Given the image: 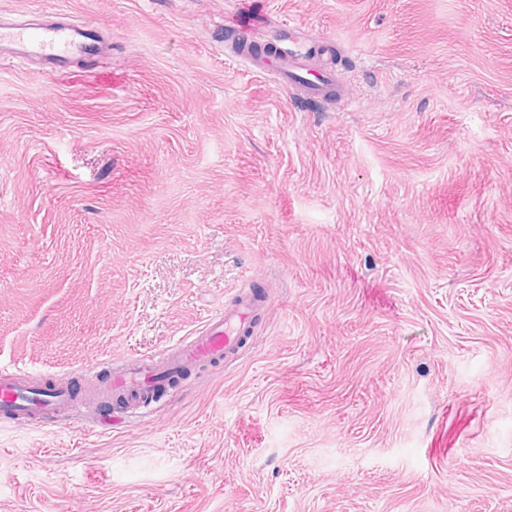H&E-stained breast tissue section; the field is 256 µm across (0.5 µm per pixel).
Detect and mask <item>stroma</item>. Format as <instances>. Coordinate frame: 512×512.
Wrapping results in <instances>:
<instances>
[{"instance_id": "stroma-1", "label": "stroma", "mask_w": 512, "mask_h": 512, "mask_svg": "<svg viewBox=\"0 0 512 512\" xmlns=\"http://www.w3.org/2000/svg\"><path fill=\"white\" fill-rule=\"evenodd\" d=\"M54 11L112 51L0 63V364L103 380L264 303L148 409L0 414V512H512V0H0ZM273 53L265 52L257 59H251L255 70L266 72L273 70L279 74L281 84L293 90H301L311 97H324L335 93L341 96L344 92L335 74L328 68L313 69L299 53L285 54L277 48Z\"/></svg>"}]
</instances>
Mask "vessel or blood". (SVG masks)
<instances>
[{
  "label": "vessel or blood",
  "mask_w": 512,
  "mask_h": 512,
  "mask_svg": "<svg viewBox=\"0 0 512 512\" xmlns=\"http://www.w3.org/2000/svg\"><path fill=\"white\" fill-rule=\"evenodd\" d=\"M109 51L100 30L67 21L60 13L45 15L35 25L0 22V61L40 60L46 71L57 74L66 73L78 61L92 72ZM253 64L259 72L275 71L282 84L311 97L343 92L329 68H312L298 53L277 50L254 59ZM253 310L250 296H239L232 306L211 315L207 326L190 341L168 347L158 357L113 370L102 395L119 393L144 403L166 392L180 373L230 358L240 347L242 330ZM86 403L84 394L69 385L48 388L0 369V413L42 427L55 422L61 411L78 412Z\"/></svg>",
  "instance_id": "vessel-or-blood-1"
}]
</instances>
